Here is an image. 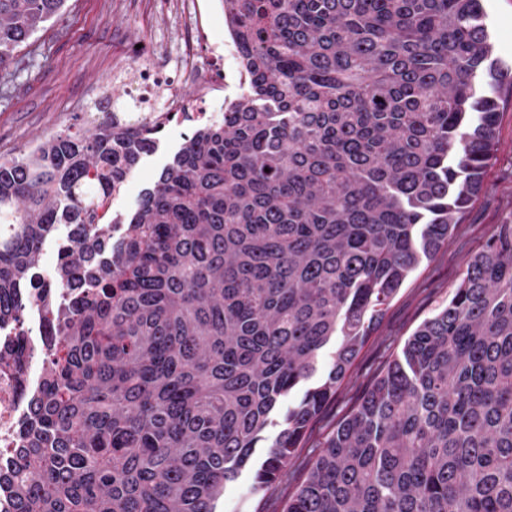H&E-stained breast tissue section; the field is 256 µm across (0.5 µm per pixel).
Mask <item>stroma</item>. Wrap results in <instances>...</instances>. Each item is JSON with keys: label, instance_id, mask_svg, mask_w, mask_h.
Instances as JSON below:
<instances>
[{"label": "stroma", "instance_id": "1", "mask_svg": "<svg viewBox=\"0 0 512 512\" xmlns=\"http://www.w3.org/2000/svg\"><path fill=\"white\" fill-rule=\"evenodd\" d=\"M488 15L492 57L512 73V0H482ZM207 35L227 38L219 0H68L64 13L45 23L28 47L0 72V156L13 157L53 135L85 127L92 111L112 90L122 89L125 72L136 61L173 76L170 95L188 101L214 68L205 50L194 58V80H178L180 50ZM192 126L174 122L159 136L112 200V218L128 223L141 191L179 150ZM512 216V100L501 109L495 158L482 190L463 213L447 245L422 262L387 311L356 362L349 380L308 430L288 465L301 476L313 451L358 401L365 387L400 352L414 329L448 298L467 262L480 252L497 224ZM251 471L227 483L217 512H282L287 484L248 497Z\"/></svg>", "mask_w": 512, "mask_h": 512}]
</instances>
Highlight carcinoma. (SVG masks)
Listing matches in <instances>:
<instances>
[{"label": "carcinoma", "mask_w": 512, "mask_h": 512, "mask_svg": "<svg viewBox=\"0 0 512 512\" xmlns=\"http://www.w3.org/2000/svg\"><path fill=\"white\" fill-rule=\"evenodd\" d=\"M66 0H0V69ZM246 93L112 239L160 130L118 113L0 158V324L64 226L12 512H215L280 481L482 188L512 78L481 0H220ZM97 193L85 189L88 180ZM332 351H327L329 345ZM281 429L265 436L296 392ZM267 451L255 458L256 448ZM282 512H512V218L337 422Z\"/></svg>", "instance_id": "cac0c4a2"}]
</instances>
